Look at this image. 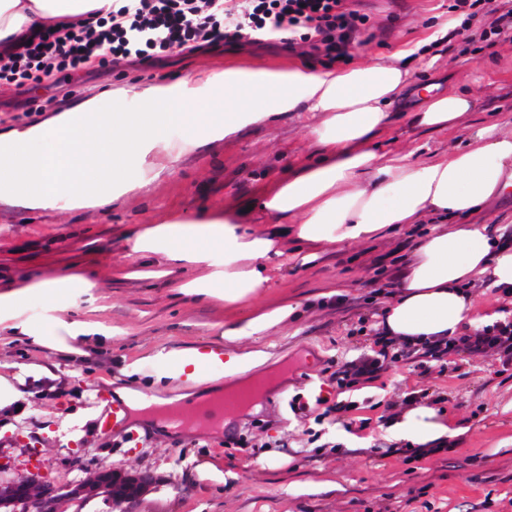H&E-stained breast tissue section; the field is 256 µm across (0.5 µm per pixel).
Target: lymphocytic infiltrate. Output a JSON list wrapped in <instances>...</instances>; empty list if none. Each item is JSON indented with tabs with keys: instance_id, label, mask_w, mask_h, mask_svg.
<instances>
[{
	"instance_id": "1",
	"label": "lymphocytic infiltrate",
	"mask_w": 512,
	"mask_h": 512,
	"mask_svg": "<svg viewBox=\"0 0 512 512\" xmlns=\"http://www.w3.org/2000/svg\"><path fill=\"white\" fill-rule=\"evenodd\" d=\"M366 15L346 0H116L109 18L76 21L26 39L0 59V80L16 86L40 85L94 64L132 57L152 62L167 50L198 51L220 43L302 34L317 58L346 60ZM463 350L473 356L495 352L512 366V319L427 347L434 361Z\"/></svg>"
}]
</instances>
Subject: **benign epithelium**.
<instances>
[{"instance_id": "obj_1", "label": "benign epithelium", "mask_w": 512, "mask_h": 512, "mask_svg": "<svg viewBox=\"0 0 512 512\" xmlns=\"http://www.w3.org/2000/svg\"><path fill=\"white\" fill-rule=\"evenodd\" d=\"M146 470L99 467L64 486L33 468L28 474L0 480V512H60L63 499L80 506L102 498L107 512H126L125 506L140 500L155 485Z\"/></svg>"}]
</instances>
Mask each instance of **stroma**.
Instances as JSON below:
<instances>
[{"instance_id": "35a3bbf8", "label": "stroma", "mask_w": 512, "mask_h": 512, "mask_svg": "<svg viewBox=\"0 0 512 512\" xmlns=\"http://www.w3.org/2000/svg\"><path fill=\"white\" fill-rule=\"evenodd\" d=\"M449 2L347 0L369 17L350 49L352 62L399 50L409 55L414 92L393 107L376 141L378 153L411 150L424 161L463 139V131L412 124L416 91L428 84L472 91L477 108L465 116V128L496 123L512 129V43L482 41L488 27L483 15L469 23L471 43L449 36ZM202 66L318 70L322 64L304 39L289 49L271 38L219 53L173 51L151 67L109 63L70 81L100 95L103 111H133L136 99L119 103L111 91L186 81ZM81 100L58 85L26 91L0 80V128L42 122ZM310 153L300 113L282 112L177 157L155 149L147 158V184L104 208L27 211L0 203V289L56 276L67 266L94 281L51 300L30 297L18 321L44 327L91 322L119 331L76 361L20 333L0 331V372L13 376L18 391L0 407L7 477L26 474L33 455L60 484L98 467L151 471L155 487L129 512H512V369L502 370L495 354L458 351L427 363L402 357L351 387L334 378L337 364L375 348L370 329L389 298L378 292L375 270L384 265L399 274L400 258L420 241L404 226L324 252L314 267L283 272L269 293L233 312L245 316L293 301L308 305L297 321L241 344L242 351L270 355L244 381L270 371L280 376L259 409L232 418L248 447L225 446L223 433L207 429L180 436L147 432L133 441L101 432L105 395L122 386L150 391L165 367L163 353L221 346L231 313L223 301L185 297L168 284L113 278V266L127 259L132 232L170 212L195 215L250 201ZM466 221L486 225L496 237L512 235V190ZM410 396L444 411L467 434L451 439L449 450L421 458L409 444L389 441L387 427ZM296 398L303 405L298 412L290 407ZM339 402L352 403V410L334 412Z\"/></svg>"}]
</instances>
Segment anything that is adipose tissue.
I'll use <instances>...</instances> for the list:
<instances>
[{
    "mask_svg": "<svg viewBox=\"0 0 512 512\" xmlns=\"http://www.w3.org/2000/svg\"><path fill=\"white\" fill-rule=\"evenodd\" d=\"M111 10L112 0H0V47L8 51L28 32ZM402 58L398 52L341 70L202 68L188 83L135 90L134 112H105L98 97H88L44 122L0 133V201L41 211L56 209L63 199L76 208L104 207L139 185L146 154L166 142L173 124L192 126L202 144L273 113H306L305 133L315 147L308 162L266 185L250 207L194 219L172 215L142 227L130 239L138 263L116 269L125 279L176 282L189 297L230 307L250 302L274 287L288 266L314 263L318 248L373 239L429 215L464 218L512 189V131L478 129L463 146L428 161L375 151L391 107L411 80ZM198 86L223 95V111H213L209 97L197 96ZM422 96L425 103L412 120L429 130L459 128L476 103L472 93L454 87L430 86ZM253 207L272 228L247 227ZM290 237L300 244L292 252L283 245ZM217 257L223 271L174 280L176 267L209 266ZM481 276L512 288V247L497 246L474 224L433 229L403 266L397 292L378 315V329L416 348L461 336L477 323L470 288ZM84 281L73 273L0 292V315L32 295L52 299ZM296 310L286 304L226 322L225 376L265 364L266 352L242 353L239 345L278 328ZM21 332L73 357L82 355L84 339L111 338L86 322L62 321L49 333L25 326ZM388 433L395 442L427 449L455 431L437 409L416 406L396 417Z\"/></svg>",
    "mask_w": 512,
    "mask_h": 512,
    "instance_id": "1",
    "label": "adipose tissue"
}]
</instances>
